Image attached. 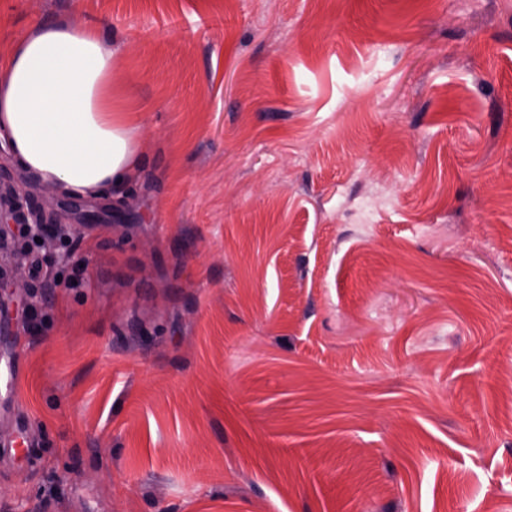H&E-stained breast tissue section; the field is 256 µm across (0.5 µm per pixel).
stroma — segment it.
Segmentation results:
<instances>
[{"label": "stroma", "instance_id": "stroma-1", "mask_svg": "<svg viewBox=\"0 0 512 512\" xmlns=\"http://www.w3.org/2000/svg\"><path fill=\"white\" fill-rule=\"evenodd\" d=\"M98 23L144 165L0 147V512H512V0H0ZM88 280L72 288V272Z\"/></svg>", "mask_w": 512, "mask_h": 512}]
</instances>
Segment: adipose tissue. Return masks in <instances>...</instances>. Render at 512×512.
<instances>
[{"mask_svg":"<svg viewBox=\"0 0 512 512\" xmlns=\"http://www.w3.org/2000/svg\"><path fill=\"white\" fill-rule=\"evenodd\" d=\"M122 45L94 25L40 23L0 57V139L62 194L121 191L143 164L116 81Z\"/></svg>","mask_w":512,"mask_h":512,"instance_id":"obj_1","label":"adipose tissue"}]
</instances>
